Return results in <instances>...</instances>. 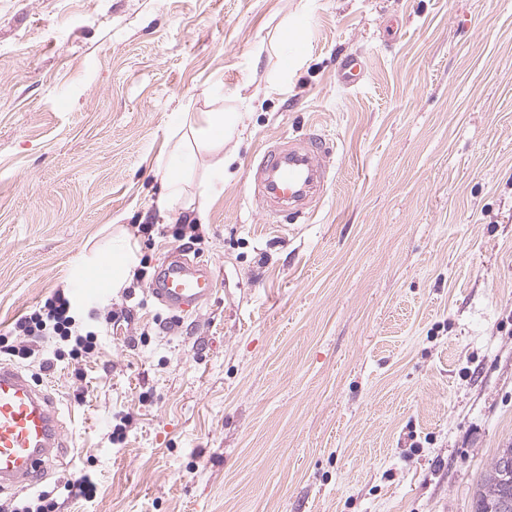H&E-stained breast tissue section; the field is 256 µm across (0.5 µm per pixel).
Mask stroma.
<instances>
[{"label": "stroma", "mask_w": 512, "mask_h": 512, "mask_svg": "<svg viewBox=\"0 0 512 512\" xmlns=\"http://www.w3.org/2000/svg\"><path fill=\"white\" fill-rule=\"evenodd\" d=\"M222 110L246 128L224 175L172 159L174 113ZM310 130L327 194L266 223L258 151ZM168 166L213 184L204 215L158 213ZM177 249L219 275L188 313L148 292ZM127 253L129 288L77 297ZM58 289L97 349L12 363L72 443L39 484L60 512H472L512 445V0H0V337L28 345ZM336 71L340 85L353 87L362 81L365 74V64L359 56L347 54L339 62Z\"/></svg>", "instance_id": "obj_1"}]
</instances>
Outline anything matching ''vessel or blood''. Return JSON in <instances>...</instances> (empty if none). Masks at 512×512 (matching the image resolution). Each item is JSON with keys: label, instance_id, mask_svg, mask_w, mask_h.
Masks as SVG:
<instances>
[{"label": "vessel or blood", "instance_id": "b4317fda", "mask_svg": "<svg viewBox=\"0 0 512 512\" xmlns=\"http://www.w3.org/2000/svg\"><path fill=\"white\" fill-rule=\"evenodd\" d=\"M365 74L363 60L345 55L337 66L340 85L352 87ZM333 149L317 133L268 143L251 170L248 191L265 219L300 218L328 191ZM218 279L207 265L174 252L149 293L169 310L186 312L208 302ZM66 445L58 413L42 388L18 367L0 363V488L31 487L46 460Z\"/></svg>", "mask_w": 512, "mask_h": 512}]
</instances>
